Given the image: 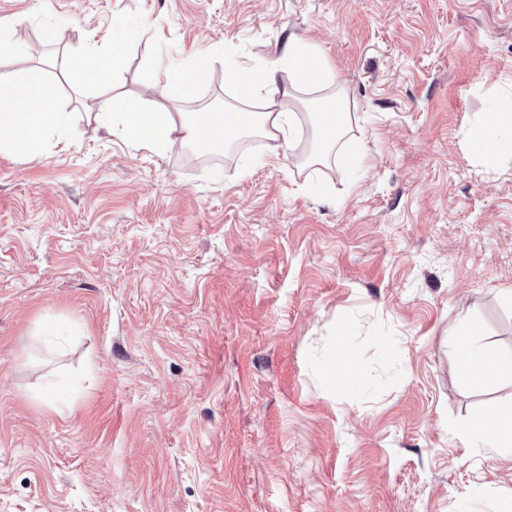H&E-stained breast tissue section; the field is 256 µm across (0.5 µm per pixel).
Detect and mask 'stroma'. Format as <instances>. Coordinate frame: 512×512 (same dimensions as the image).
<instances>
[{
  "label": "stroma",
  "instance_id": "stroma-1",
  "mask_svg": "<svg viewBox=\"0 0 512 512\" xmlns=\"http://www.w3.org/2000/svg\"><path fill=\"white\" fill-rule=\"evenodd\" d=\"M291 39L343 86L347 164L306 165L307 123L295 156L248 133L215 159L86 121L239 106L229 65ZM206 47L193 99L150 90ZM37 64L73 132L0 155V512L512 505V456L463 434L512 380L470 387L453 343L466 315L512 356V153L471 145L512 104V0H0V87ZM121 42L91 44L80 55V81L87 86H102L109 83L115 68L121 61Z\"/></svg>",
  "mask_w": 512,
  "mask_h": 512
}]
</instances>
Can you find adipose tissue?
I'll return each mask as SVG.
<instances>
[{"label":"adipose tissue","instance_id":"1","mask_svg":"<svg viewBox=\"0 0 512 512\" xmlns=\"http://www.w3.org/2000/svg\"><path fill=\"white\" fill-rule=\"evenodd\" d=\"M123 47L119 42L91 44L80 55V81L87 86L108 84L121 61ZM211 50L200 51L187 66L164 70L153 79L154 85L176 90L181 96H192L207 80ZM292 71L290 88L279 87L277 70ZM238 90L241 107L213 109L186 114L158 109L155 103L136 104L116 98L111 112L88 113V121L100 124L111 121L113 132L127 136L140 145L162 153L179 142L199 145L228 144L246 130H254L278 141L284 155H292L296 145L299 116L283 104L290 91L318 88L332 84L333 76L326 61L310 45L292 40L282 54L269 61L264 75L239 67L226 73ZM261 100L263 109L247 111L246 106ZM342 104L341 93L326 96L319 112L312 115L313 145L309 155L318 164L334 155L346 132L336 114ZM70 129V115L58 107L51 88L41 71L31 68L15 81L12 91H0V153L38 155L45 152ZM512 130V110L488 113L473 138L476 152L512 150V137L501 133ZM457 366L461 378L481 386L502 378L512 379V357L503 356L493 345L481 342L477 328L462 322L455 337ZM475 437L497 452L512 454V406L489 414L475 409L465 427Z\"/></svg>","mask_w":512,"mask_h":512}]
</instances>
